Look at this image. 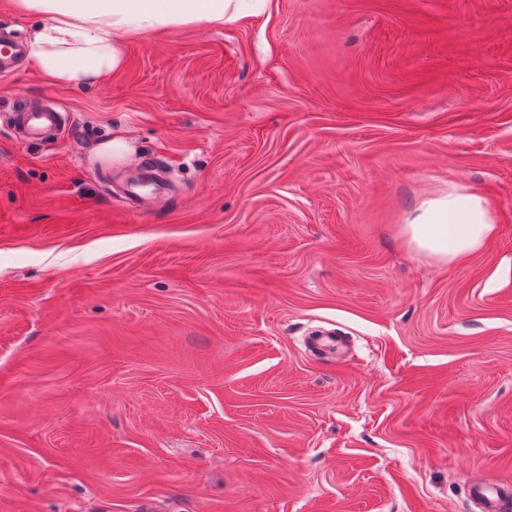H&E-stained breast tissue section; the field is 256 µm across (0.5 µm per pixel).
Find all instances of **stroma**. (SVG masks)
I'll use <instances>...</instances> for the list:
<instances>
[{
	"label": "stroma",
	"mask_w": 512,
	"mask_h": 512,
	"mask_svg": "<svg viewBox=\"0 0 512 512\" xmlns=\"http://www.w3.org/2000/svg\"><path fill=\"white\" fill-rule=\"evenodd\" d=\"M124 54L90 88L0 75V512H475L474 476L512 484V0H268ZM29 100L64 110L52 143L14 136ZM115 139L164 202L102 179ZM452 185L498 231L442 265L403 228Z\"/></svg>",
	"instance_id": "stroma-1"
}]
</instances>
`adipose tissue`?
<instances>
[{"instance_id":"obj_1","label":"adipose tissue","mask_w":512,"mask_h":512,"mask_svg":"<svg viewBox=\"0 0 512 512\" xmlns=\"http://www.w3.org/2000/svg\"><path fill=\"white\" fill-rule=\"evenodd\" d=\"M266 0H16L33 20L27 62L50 82L91 86L125 65L133 36L190 25L221 27L255 15ZM485 201L461 187L424 201L405 226L410 246L443 265L480 252L494 237Z\"/></svg>"}]
</instances>
